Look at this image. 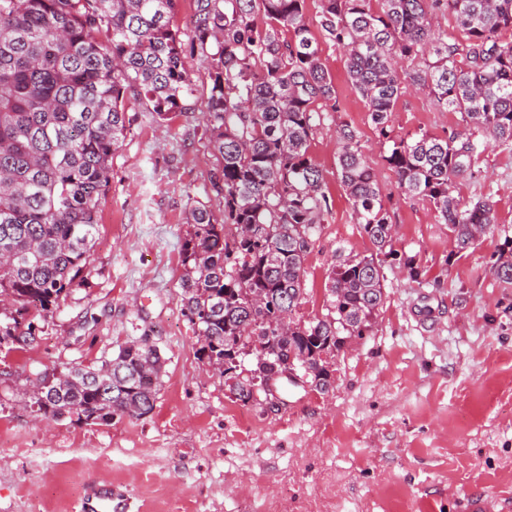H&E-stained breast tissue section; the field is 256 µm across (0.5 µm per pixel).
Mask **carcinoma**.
<instances>
[{"instance_id":"cac0c4a2","label":"carcinoma","mask_w":512,"mask_h":512,"mask_svg":"<svg viewBox=\"0 0 512 512\" xmlns=\"http://www.w3.org/2000/svg\"><path fill=\"white\" fill-rule=\"evenodd\" d=\"M180 0H0V348L36 340L29 313L48 312L81 278L99 230L100 200L125 138L128 99L165 121L198 99L187 59L204 64L203 108L221 164L224 210L191 212L183 248L184 310L200 359L215 366L235 399L257 402L263 378L289 356L310 383L331 384L328 357L362 336L386 299V267L413 282L424 272L394 248L386 196L360 132L338 130L337 171L355 221L372 245L336 264L327 314L279 330V314L302 301L310 240L328 214L321 170L309 155L314 130L339 111L320 40L342 48L351 90L386 146L383 161L402 195L432 204L459 251L480 228L497 227L489 198L463 202L488 143L512 151V0H320L315 36L306 0H195L188 40L171 20ZM446 11L464 33L435 30ZM409 90L460 114L442 136L393 134L392 112ZM268 232L246 233L251 225ZM492 269L512 284V248ZM254 357L242 375L244 356ZM156 347L130 343L96 369L35 373L25 407L86 425L150 415L162 385Z\"/></svg>"}]
</instances>
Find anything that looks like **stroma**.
<instances>
[{"label": "stroma", "instance_id": "1", "mask_svg": "<svg viewBox=\"0 0 512 512\" xmlns=\"http://www.w3.org/2000/svg\"><path fill=\"white\" fill-rule=\"evenodd\" d=\"M321 48L341 110L309 149L330 213L311 239L295 317L322 316L338 259L371 248L338 179L342 122L359 129L395 247L421 265L423 282L387 269L385 304L371 331L331 358L329 389H289L272 411L236 400L199 357L180 287L190 210L223 208L206 121L198 110L163 124L134 113L80 282L36 317L33 347L0 350V512H80L103 483L125 512H468L480 501L484 512H512V284L491 269L512 234V151L488 147L458 182L461 199H492L500 230L456 251L432 205L397 189L342 49ZM458 122L413 92L392 114L399 135ZM133 340L165 360L150 416L79 425L20 406L29 372L97 366Z\"/></svg>", "mask_w": 512, "mask_h": 512}]
</instances>
